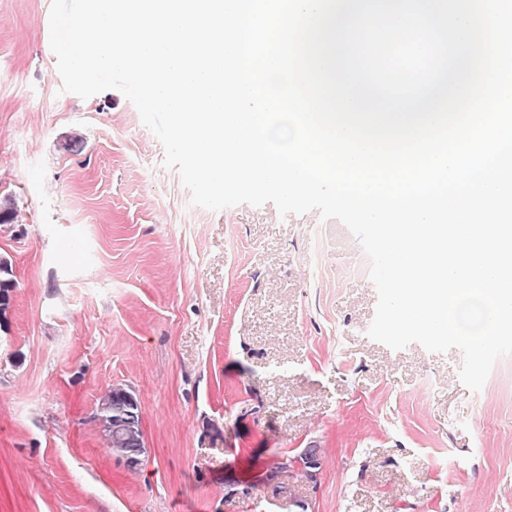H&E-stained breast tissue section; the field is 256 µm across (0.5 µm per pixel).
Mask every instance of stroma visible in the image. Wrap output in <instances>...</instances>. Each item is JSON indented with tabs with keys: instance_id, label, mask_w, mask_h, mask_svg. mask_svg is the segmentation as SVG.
<instances>
[{
	"instance_id": "35a3bbf8",
	"label": "stroma",
	"mask_w": 512,
	"mask_h": 512,
	"mask_svg": "<svg viewBox=\"0 0 512 512\" xmlns=\"http://www.w3.org/2000/svg\"><path fill=\"white\" fill-rule=\"evenodd\" d=\"M51 0H0V512H512V356L370 339L358 240L318 212L212 211L116 90L61 92ZM137 399L119 462L95 417ZM322 450L316 482L269 475ZM96 419L112 453L130 468L144 449L142 417L136 398L123 386H112L100 399ZM322 455V450L321 448H318L317 445H309L308 448H303L300 452H298L297 454H294V455H283V454H280L279 456V460L275 463V467L270 475H269V479L270 481H273L277 478V473L279 472V469H280V465L282 462H280V460L282 458H285V460L288 461L289 465L291 468H293L294 470H297L298 472L300 473H303L306 477H310L309 476V469H311V465L310 463L312 461H316V462H320V457Z\"/></svg>"
}]
</instances>
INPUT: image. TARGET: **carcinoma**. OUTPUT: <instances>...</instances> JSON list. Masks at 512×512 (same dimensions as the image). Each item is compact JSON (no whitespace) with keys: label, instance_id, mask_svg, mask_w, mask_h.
Segmentation results:
<instances>
[{"label":"carcinoma","instance_id":"cac0c4a2","mask_svg":"<svg viewBox=\"0 0 512 512\" xmlns=\"http://www.w3.org/2000/svg\"><path fill=\"white\" fill-rule=\"evenodd\" d=\"M15 287L12 270L7 262H0V317L10 305V292ZM96 419L112 453L134 468L140 463L144 449L142 417L136 398L122 386L110 388L100 399ZM322 449L313 444L294 455L285 456L291 468L309 475L311 462L320 461Z\"/></svg>","mask_w":512,"mask_h":512}]
</instances>
